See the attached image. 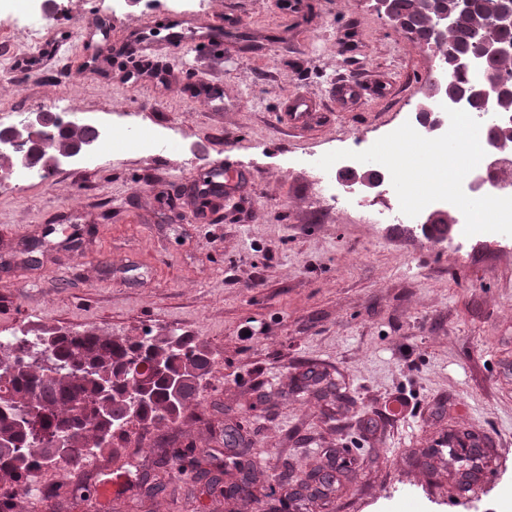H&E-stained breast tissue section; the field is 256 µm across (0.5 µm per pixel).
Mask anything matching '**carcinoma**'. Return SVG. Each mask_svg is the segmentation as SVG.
<instances>
[{
    "label": "carcinoma",
    "instance_id": "1",
    "mask_svg": "<svg viewBox=\"0 0 512 512\" xmlns=\"http://www.w3.org/2000/svg\"><path fill=\"white\" fill-rule=\"evenodd\" d=\"M507 5V0H388V9L407 33L419 44L436 43L442 47V71L445 79L433 74L428 84L440 90L448 100L466 102L473 112L482 109L480 99L471 95V74L457 72L448 55H473L478 50L479 34L485 15ZM450 18L443 40L432 28V11ZM480 68L484 75L512 85V62L484 57ZM89 145L93 132L85 126L68 125L49 143L36 145L31 155L51 156L75 149L71 142ZM48 340L50 357L62 365L55 375H45L30 364L29 346ZM160 361L168 371L184 378L181 399L173 403L167 379L161 375L147 378L144 384L149 398L140 408L136 426L146 431L175 424L184 412L198 403L204 380L213 365L209 347L190 336L170 332L164 336L149 333L129 339L106 336L94 327L82 331L46 330L37 334L21 333L7 346H0V504L13 502L19 491L37 487L47 470L65 462L78 470L83 463L104 452L102 443L129 436L124 428L129 417L128 386L139 364ZM31 401L40 404L43 414L34 426L22 425L17 410ZM65 436L68 452L59 456L52 438ZM251 449L242 447L235 454L233 467L240 479L224 485V470L210 468L209 455L196 458V479L209 489H220L225 497L252 498L256 488L250 477Z\"/></svg>",
    "mask_w": 512,
    "mask_h": 512
}]
</instances>
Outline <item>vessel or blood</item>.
Segmentation results:
<instances>
[{
    "label": "vessel or blood",
    "instance_id": "1",
    "mask_svg": "<svg viewBox=\"0 0 512 512\" xmlns=\"http://www.w3.org/2000/svg\"><path fill=\"white\" fill-rule=\"evenodd\" d=\"M76 28L86 52L101 60L110 56L113 50L129 43L134 45L136 57L140 60L168 55L170 50L179 48L189 38L195 44L220 49L225 43L235 41L240 32L237 23L223 20L219 16L209 17L203 14L195 17H173L167 35L161 40L140 36L133 28L117 30L111 15L105 12L79 18ZM285 118L291 124H312L317 121L318 115L310 111L305 98L298 97L289 101ZM242 181V173L218 163L211 167L201 190L208 196L220 198Z\"/></svg>",
    "mask_w": 512,
    "mask_h": 512
}]
</instances>
